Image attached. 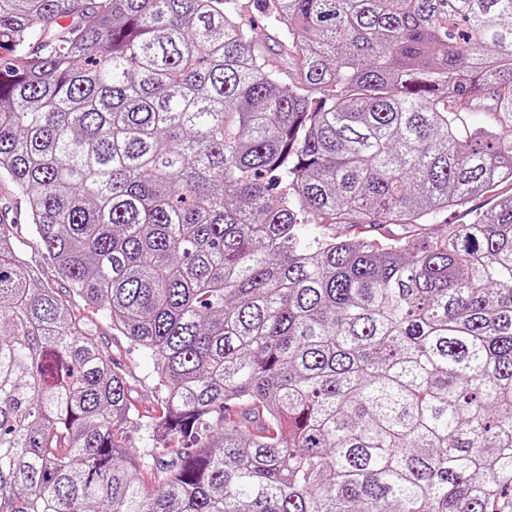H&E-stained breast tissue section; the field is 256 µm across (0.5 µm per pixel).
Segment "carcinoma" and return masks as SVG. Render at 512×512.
Wrapping results in <instances>:
<instances>
[{
	"mask_svg": "<svg viewBox=\"0 0 512 512\" xmlns=\"http://www.w3.org/2000/svg\"><path fill=\"white\" fill-rule=\"evenodd\" d=\"M260 2L0 0V512H512V0ZM6 207V208H5ZM0 217L5 224L14 225L18 250L22 258L38 275L43 284H48L53 288H65V284L57 278L47 265L44 256L33 244L28 233L27 220L25 214V203L22 199L14 196L7 189H3L0 195ZM96 324L100 342L129 382L131 400L142 412L157 408L160 395L154 377L153 356L112 330L108 316L103 311L85 313Z\"/></svg>",
	"mask_w": 512,
	"mask_h": 512,
	"instance_id": "cac0c4a2",
	"label": "carcinoma"
}]
</instances>
